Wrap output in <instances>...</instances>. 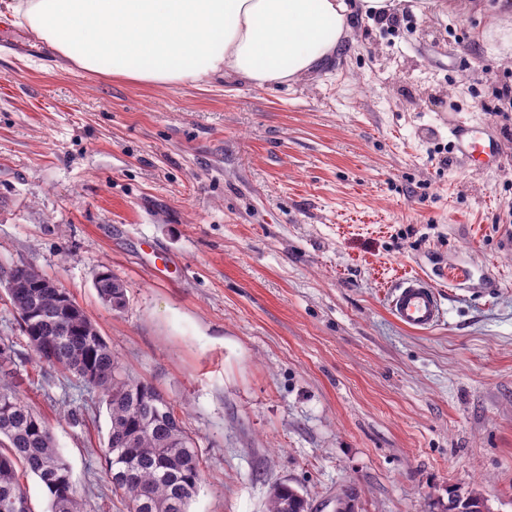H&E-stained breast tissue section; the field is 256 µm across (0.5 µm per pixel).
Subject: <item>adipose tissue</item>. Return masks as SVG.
<instances>
[{"instance_id": "obj_1", "label": "adipose tissue", "mask_w": 512, "mask_h": 512, "mask_svg": "<svg viewBox=\"0 0 512 512\" xmlns=\"http://www.w3.org/2000/svg\"><path fill=\"white\" fill-rule=\"evenodd\" d=\"M435 0H6L17 24L85 71L144 85L307 76L354 16L389 19Z\"/></svg>"}]
</instances>
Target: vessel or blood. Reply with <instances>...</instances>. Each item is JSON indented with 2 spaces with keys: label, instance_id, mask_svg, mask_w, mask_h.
<instances>
[{
  "label": "vessel or blood",
  "instance_id": "1",
  "mask_svg": "<svg viewBox=\"0 0 512 512\" xmlns=\"http://www.w3.org/2000/svg\"><path fill=\"white\" fill-rule=\"evenodd\" d=\"M453 136L455 147L466 158L490 162L501 154V143L490 130L478 132L461 125L454 129ZM389 307L400 324L417 331L431 330L443 317L438 292L419 276H405L398 281L390 294Z\"/></svg>",
  "mask_w": 512,
  "mask_h": 512
}]
</instances>
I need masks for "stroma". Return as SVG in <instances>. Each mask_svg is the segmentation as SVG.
Returning a JSON list of instances; mask_svg holds the SVG:
<instances>
[{
  "instance_id": "1",
  "label": "stroma",
  "mask_w": 512,
  "mask_h": 512,
  "mask_svg": "<svg viewBox=\"0 0 512 512\" xmlns=\"http://www.w3.org/2000/svg\"><path fill=\"white\" fill-rule=\"evenodd\" d=\"M489 23L484 0L359 17L329 64L258 88L85 72L0 20V267L65 288L174 405L189 512H267L277 484L311 512L350 484L356 512H440L452 488L512 512V18ZM458 125L495 132L498 166L465 163ZM406 275L441 296L432 330L388 309ZM0 342L83 512H127L105 406L36 363L1 286ZM94 287L100 299L114 311L122 310L126 305L125 289L108 270L100 271L95 279Z\"/></svg>"
}]
</instances>
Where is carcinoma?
<instances>
[{
  "instance_id": "obj_1",
  "label": "carcinoma",
  "mask_w": 512,
  "mask_h": 512,
  "mask_svg": "<svg viewBox=\"0 0 512 512\" xmlns=\"http://www.w3.org/2000/svg\"><path fill=\"white\" fill-rule=\"evenodd\" d=\"M3 274L35 357L101 395L110 421L107 474L127 512H189L202 467L174 406L151 384L123 374L83 309L35 266L15 264ZM94 287L112 310L125 307V289L109 270L97 274ZM12 365V346L0 343V512H32L20 470L38 479L48 512H81L70 467L49 426L8 381ZM309 509L308 500L289 485L270 491L267 512Z\"/></svg>"
}]
</instances>
